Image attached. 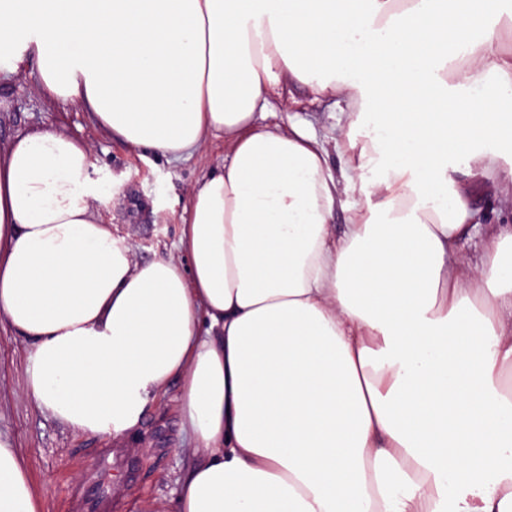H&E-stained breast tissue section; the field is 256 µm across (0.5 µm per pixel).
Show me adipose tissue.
I'll return each mask as SVG.
<instances>
[{
    "instance_id": "1",
    "label": "adipose tissue",
    "mask_w": 512,
    "mask_h": 512,
    "mask_svg": "<svg viewBox=\"0 0 512 512\" xmlns=\"http://www.w3.org/2000/svg\"><path fill=\"white\" fill-rule=\"evenodd\" d=\"M510 28L512 0H0V74L35 61L50 103L173 160L224 140L176 256L143 263L88 144L0 154L29 398L118 436L178 381L197 454L170 512H512V225L458 257L475 189L512 184ZM289 84L346 102L334 149L265 124ZM42 510L0 438V512Z\"/></svg>"
}]
</instances>
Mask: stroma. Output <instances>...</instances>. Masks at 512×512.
<instances>
[{
    "mask_svg": "<svg viewBox=\"0 0 512 512\" xmlns=\"http://www.w3.org/2000/svg\"><path fill=\"white\" fill-rule=\"evenodd\" d=\"M288 91L294 100L291 112L276 113L271 123L284 127L289 119H300L318 134L332 135V99L312 100L298 85ZM43 129L62 131L91 145L93 169L102 185L100 213L117 233L128 237L138 262L174 254L189 189L224 155L219 139L179 161L129 147L100 126L92 113L48 105L37 88L36 65L30 62L23 76L0 79V151L16 135ZM473 208L483 227L512 225V189L486 185L474 195ZM29 352L21 337L0 327V436L20 453L44 512H70L69 494L85 483L95 448L122 449L140 465L135 480L112 478L101 484L102 491L113 493L121 512H163L171 506L192 461L189 434L182 428L173 397L151 404L134 433L109 438L83 434L55 420L27 396Z\"/></svg>",
    "mask_w": 512,
    "mask_h": 512,
    "instance_id": "35a3bbf8",
    "label": "stroma"
}]
</instances>
